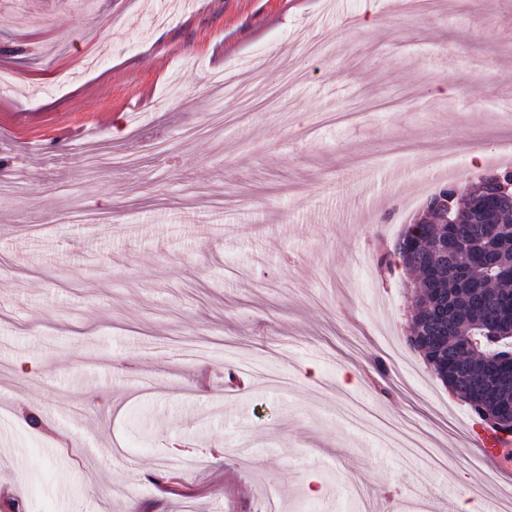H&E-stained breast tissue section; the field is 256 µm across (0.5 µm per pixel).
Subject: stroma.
Masks as SVG:
<instances>
[{
    "instance_id": "stroma-1",
    "label": "stroma",
    "mask_w": 512,
    "mask_h": 512,
    "mask_svg": "<svg viewBox=\"0 0 512 512\" xmlns=\"http://www.w3.org/2000/svg\"><path fill=\"white\" fill-rule=\"evenodd\" d=\"M511 61L512 0H0V512H480L378 257Z\"/></svg>"
}]
</instances>
